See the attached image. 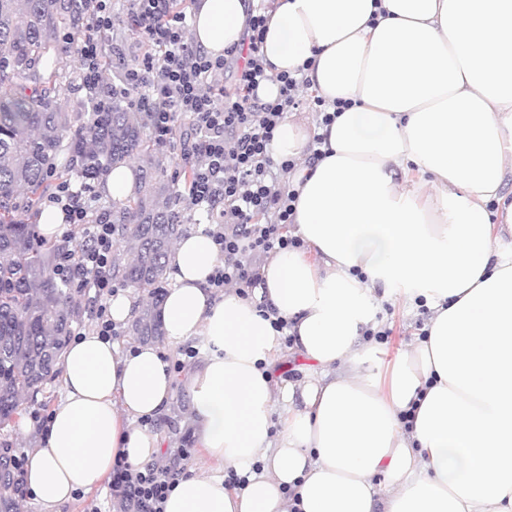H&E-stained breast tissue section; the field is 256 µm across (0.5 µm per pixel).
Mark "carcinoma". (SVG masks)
<instances>
[{"mask_svg":"<svg viewBox=\"0 0 512 512\" xmlns=\"http://www.w3.org/2000/svg\"><path fill=\"white\" fill-rule=\"evenodd\" d=\"M90 7L89 0H0V436L21 416V396L38 394L60 373L75 316L53 271L56 251L70 242L39 241L22 218L54 184L81 174L94 184L116 166L140 162L134 192L107 202L115 240L134 253L126 264L112 263V273L152 294L132 335L144 343L164 336L157 305L187 217L159 202L166 192L160 148L118 88L97 107L79 100L65 112L57 103L79 80L71 59ZM63 150L70 163L57 166ZM19 497L10 459L0 454V512H18Z\"/></svg>","mask_w":512,"mask_h":512,"instance_id":"carcinoma-1","label":"carcinoma"}]
</instances>
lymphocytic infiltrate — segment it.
I'll list each match as a JSON object with an SVG mask.
<instances>
[{"label": "lymphocytic infiltrate", "instance_id": "1", "mask_svg": "<svg viewBox=\"0 0 512 512\" xmlns=\"http://www.w3.org/2000/svg\"><path fill=\"white\" fill-rule=\"evenodd\" d=\"M91 23L79 45L82 88L89 101L101 98L102 32L116 22L131 21L145 45L126 68L120 90L144 115L149 132L159 147L173 140L178 121H187L193 135L184 160L193 178L182 198L188 209L209 213L208 234L224 258L209 283L215 291L236 287L240 295L261 284L260 258L301 248L298 238L288 236L296 194L289 184L278 183L273 170L290 173L295 163L275 161L270 144L273 132L290 110L308 105L318 123L330 124L345 103L328 112L320 98L303 100V74H281L280 96L264 102L255 91L267 74L260 56L266 30V9L250 15L246 35L229 57L212 58L189 41L191 16L173 6L172 0H92ZM238 60V84L226 92L219 84L229 60ZM66 214L68 224L81 229L84 243L56 255L54 272L72 291L94 303L95 329L109 338L117 333L105 301L115 288L112 281L114 228L108 223L100 198L86 182H65L46 198ZM187 449H180L167 465L134 467L117 460L108 484L110 495L132 504L136 512H163V504Z\"/></svg>", "mask_w": 512, "mask_h": 512}]
</instances>
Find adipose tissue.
I'll return each instance as SVG.
<instances>
[{
    "instance_id": "adipose-tissue-1",
    "label": "adipose tissue",
    "mask_w": 512,
    "mask_h": 512,
    "mask_svg": "<svg viewBox=\"0 0 512 512\" xmlns=\"http://www.w3.org/2000/svg\"><path fill=\"white\" fill-rule=\"evenodd\" d=\"M254 3L196 0L194 44L223 56ZM267 16L258 98L301 68L349 107L313 135L293 114L276 127L305 247L269 258L250 297L210 288L222 257L204 227L172 248L160 317L169 349L199 352L185 386L211 467L182 472L164 512H512V0H275ZM380 293L429 312L385 362L366 336ZM263 304L302 380L274 383L282 334ZM60 380L27 453L44 512L102 487L118 457L166 462L159 348L89 330Z\"/></svg>"
}]
</instances>
